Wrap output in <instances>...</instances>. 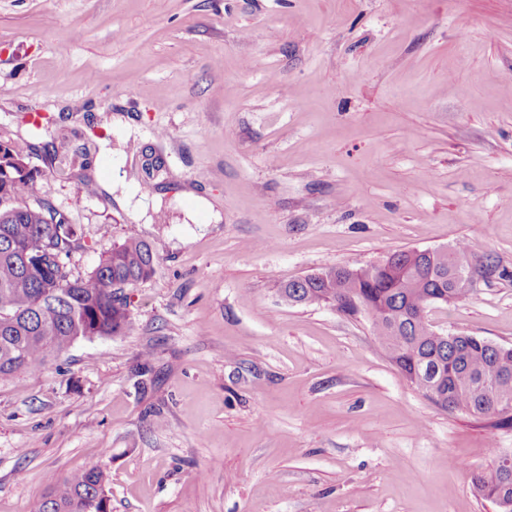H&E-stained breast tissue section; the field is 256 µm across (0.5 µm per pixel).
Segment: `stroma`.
<instances>
[{
	"mask_svg": "<svg viewBox=\"0 0 512 512\" xmlns=\"http://www.w3.org/2000/svg\"><path fill=\"white\" fill-rule=\"evenodd\" d=\"M0 141L80 228L73 276L157 255L129 334L0 382V512L92 467L109 512H501L471 476L512 427L278 289L465 242L507 274L428 321L512 346V0H0Z\"/></svg>",
	"mask_w": 512,
	"mask_h": 512,
	"instance_id": "1",
	"label": "stroma"
}]
</instances>
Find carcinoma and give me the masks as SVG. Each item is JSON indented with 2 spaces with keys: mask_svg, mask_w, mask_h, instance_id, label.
<instances>
[{
  "mask_svg": "<svg viewBox=\"0 0 512 512\" xmlns=\"http://www.w3.org/2000/svg\"><path fill=\"white\" fill-rule=\"evenodd\" d=\"M26 156L11 146L0 157V381L44 365L77 341L120 336L133 330L124 289L154 273L153 246L133 237L103 255L84 277L70 268L78 230L64 214L43 202L22 203L37 173L26 172ZM45 249L31 267L18 250L39 241ZM475 250L458 244L426 256L395 252L378 265H345L280 287L294 304H329L347 315H367L377 340L404 376L444 410L512 422V409L499 407L512 396V347L461 333L439 335L413 316L427 303H456L469 294L455 287L457 276L474 266L491 277L506 270L491 259L473 263ZM477 491L502 512H512V469L495 468L472 479ZM105 474L93 467L54 480L31 512H100Z\"/></svg>",
  "mask_w": 512,
  "mask_h": 512,
  "instance_id": "1",
  "label": "carcinoma"
}]
</instances>
